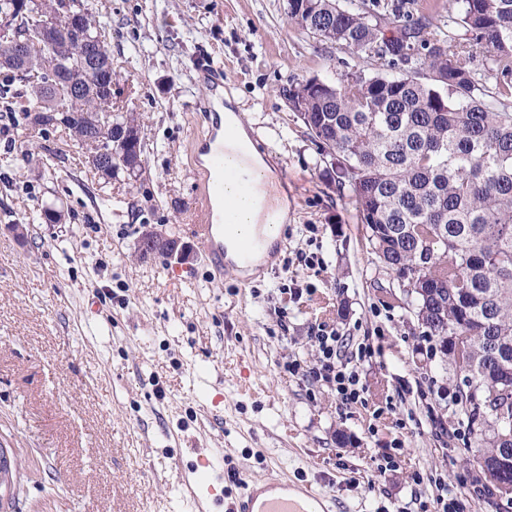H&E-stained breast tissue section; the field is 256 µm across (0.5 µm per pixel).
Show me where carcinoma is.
Returning <instances> with one entry per match:
<instances>
[{
  "instance_id": "1",
  "label": "carcinoma",
  "mask_w": 512,
  "mask_h": 512,
  "mask_svg": "<svg viewBox=\"0 0 512 512\" xmlns=\"http://www.w3.org/2000/svg\"><path fill=\"white\" fill-rule=\"evenodd\" d=\"M473 43L450 37L431 20L410 18L404 0L375 10L378 0L356 9L340 0H288V20L323 41L351 49L373 72H348L334 83L302 79L282 90L308 134L352 170L350 186L378 260L415 305L426 336L448 343L455 370L490 394L512 371V0H452ZM19 28L35 17L53 19L54 0H0V17ZM80 51L112 63L91 14L84 16ZM391 36H386V33ZM489 54L497 82L492 90L473 70V47ZM384 67L399 74L387 76ZM84 90L74 112H101L95 75L67 69L30 45L20 60L0 65V93L19 88L44 112L58 106L67 82ZM109 122L134 136L135 119L114 112ZM86 135L81 123L46 124L39 135ZM479 453L499 467L502 449L512 457V391L490 405L473 392L458 393Z\"/></svg>"
}]
</instances>
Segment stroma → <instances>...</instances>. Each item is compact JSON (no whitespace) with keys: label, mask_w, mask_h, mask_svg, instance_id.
Returning <instances> with one entry per match:
<instances>
[{"label":"stroma","mask_w":512,"mask_h":512,"mask_svg":"<svg viewBox=\"0 0 512 512\" xmlns=\"http://www.w3.org/2000/svg\"><path fill=\"white\" fill-rule=\"evenodd\" d=\"M112 52V107L137 117L143 170L104 180L62 132L0 137V441L17 483L8 512H225L235 487L209 489L201 457L224 470L275 468L327 497L331 512H435L436 486L460 512H512L462 488L463 377L433 357L367 239L331 159L282 94L296 80L359 68L349 48L291 26L287 0H87ZM202 65L256 147L288 178V221L253 271L216 276L191 233L199 210L194 148L208 130ZM48 206L64 221L38 219ZM185 258L141 257L145 230ZM312 264L299 262V255ZM359 343L366 402L287 372L315 365L313 327ZM346 443H338L337 433ZM388 469L367 488L377 464Z\"/></svg>","instance_id":"obj_1"}]
</instances>
